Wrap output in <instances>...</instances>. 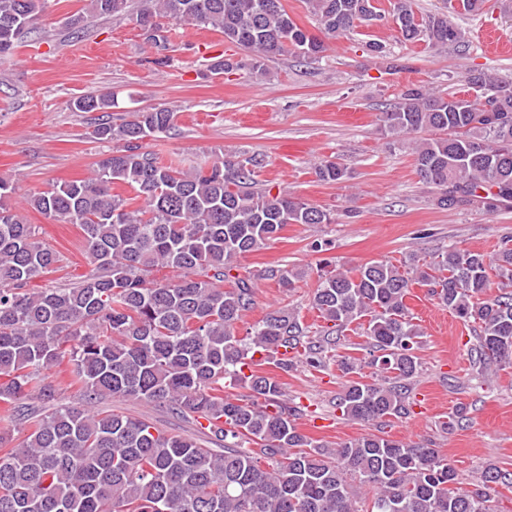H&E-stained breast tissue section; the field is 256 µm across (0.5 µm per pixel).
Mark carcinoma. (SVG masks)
<instances>
[{"instance_id": "obj_1", "label": "carcinoma", "mask_w": 512, "mask_h": 512, "mask_svg": "<svg viewBox=\"0 0 512 512\" xmlns=\"http://www.w3.org/2000/svg\"><path fill=\"white\" fill-rule=\"evenodd\" d=\"M45 0H0V58L37 33ZM485 0H444L418 16L413 0H306L327 38L359 26L392 23L403 43L468 46L455 15H476ZM135 10V22L160 32L161 19L210 28L251 53L250 69L292 56L317 61L324 42L301 28L284 0H90L101 17ZM242 63L219 58L215 75ZM467 94L442 96L425 85L401 89L380 113L382 131L409 141L436 205L512 209V81L487 72L464 77ZM112 95L88 94L71 109L91 113L92 137L122 149L89 176L54 185L27 203L78 228L93 274L64 287L35 281L60 270V257L4 204L0 180V512H497L491 485L512 491V472L487 467L471 488L436 448L393 440L382 426L410 416L423 333L406 299L428 287L437 303L479 327V363L512 364V291L485 297L491 276L512 286V237L496 254L451 248L425 267L388 261L354 273L322 270L311 298L325 323L310 335L292 307L270 310L239 336L257 280L286 290L303 271L268 268L258 278L232 274L234 259L278 238L289 224H332L333 214L288 192L256 188L262 160L241 154L208 167L165 165L147 140L174 128L175 113L150 107L114 121ZM429 130L434 135L417 138ZM340 182L335 161L315 166ZM122 184L139 204L114 191ZM171 269L177 278H159ZM230 282L232 286L224 287ZM357 325L363 357L337 353ZM261 354L262 360L254 359ZM271 365L322 371L346 382L337 408L375 428L332 447L304 435L301 408L288 401ZM67 365L71 401L49 371ZM371 368L372 378L364 369ZM246 390L224 394V380ZM158 404L210 440L164 431L146 418L103 410L104 400ZM23 434L16 441L15 434Z\"/></svg>"}]
</instances>
